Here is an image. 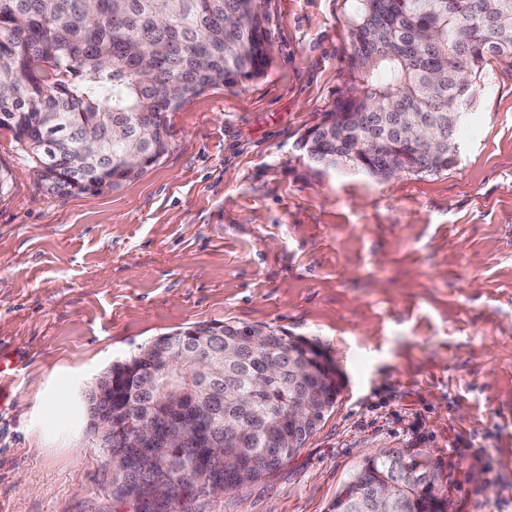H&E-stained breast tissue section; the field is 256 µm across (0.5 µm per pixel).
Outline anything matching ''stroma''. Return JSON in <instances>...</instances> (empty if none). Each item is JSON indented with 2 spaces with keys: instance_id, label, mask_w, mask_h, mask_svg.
I'll use <instances>...</instances> for the list:
<instances>
[{
  "instance_id": "stroma-1",
  "label": "stroma",
  "mask_w": 512,
  "mask_h": 512,
  "mask_svg": "<svg viewBox=\"0 0 512 512\" xmlns=\"http://www.w3.org/2000/svg\"><path fill=\"white\" fill-rule=\"evenodd\" d=\"M264 6L266 74L171 113L170 152L120 188L47 195L0 133V512H137L84 392L213 322L315 343L342 387L286 463L185 512H329L380 448L421 455L448 512H512V69L487 65L448 169L324 167L302 136L344 88L357 0Z\"/></svg>"
}]
</instances>
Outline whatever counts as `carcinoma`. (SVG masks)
<instances>
[{"mask_svg":"<svg viewBox=\"0 0 512 512\" xmlns=\"http://www.w3.org/2000/svg\"><path fill=\"white\" fill-rule=\"evenodd\" d=\"M352 54L345 91L322 122L303 136L307 157L331 167L348 165L388 180L404 172H439L456 163L458 135L485 65L512 66V0H358L348 22ZM270 63L268 15L250 0H0V131L9 132L36 181L54 195L114 189L171 146L169 114L216 85L243 87ZM344 119L336 121V113ZM436 128L433 145L414 146L406 129ZM246 327L197 324L160 336L112 370V405L85 394L88 423L109 421L112 433L94 439L118 461L111 496L132 501L146 484L169 483L168 512L184 496L224 492V452L236 455V488L283 465L311 432L295 434L288 412L318 386L336 402V368L316 347L268 332L237 356L227 346ZM191 346L215 366L171 368L152 362L153 348L172 355ZM309 357L314 371L302 381L291 363ZM274 362L280 370L265 374ZM224 450L163 448L170 468L144 469L126 446L133 421H163L170 395ZM348 482L347 501L330 512H374L375 474ZM434 480L403 484L393 512H428Z\"/></svg>","mask_w":512,"mask_h":512,"instance_id":"carcinoma-1","label":"carcinoma"}]
</instances>
